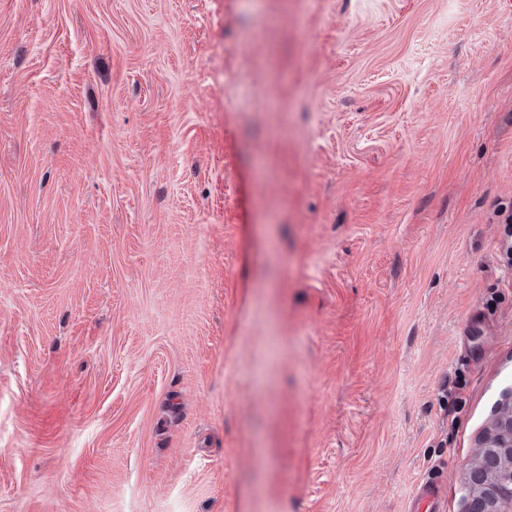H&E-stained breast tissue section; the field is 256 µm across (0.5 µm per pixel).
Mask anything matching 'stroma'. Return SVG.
<instances>
[{
  "instance_id": "35a3bbf8",
  "label": "stroma",
  "mask_w": 512,
  "mask_h": 512,
  "mask_svg": "<svg viewBox=\"0 0 512 512\" xmlns=\"http://www.w3.org/2000/svg\"><path fill=\"white\" fill-rule=\"evenodd\" d=\"M503 209L512 0H0V512H464ZM443 500L444 490L436 482L427 481L419 487L412 509L406 512H423L421 510L430 503L433 507L424 512H445V509L437 507Z\"/></svg>"
}]
</instances>
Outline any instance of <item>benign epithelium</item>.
<instances>
[{
    "mask_svg": "<svg viewBox=\"0 0 512 512\" xmlns=\"http://www.w3.org/2000/svg\"><path fill=\"white\" fill-rule=\"evenodd\" d=\"M503 459L512 463L511 398L502 404L493 429L481 443L470 467L479 491L469 502V512H512V466L493 480L486 479L479 471L481 466L495 469Z\"/></svg>",
    "mask_w": 512,
    "mask_h": 512,
    "instance_id": "1",
    "label": "benign epithelium"
}]
</instances>
